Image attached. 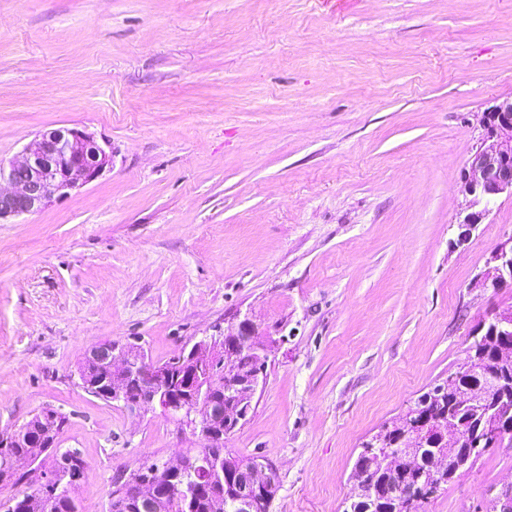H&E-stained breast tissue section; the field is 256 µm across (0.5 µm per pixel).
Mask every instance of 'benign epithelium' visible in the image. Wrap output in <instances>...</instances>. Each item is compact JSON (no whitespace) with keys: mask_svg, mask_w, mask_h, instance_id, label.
<instances>
[{"mask_svg":"<svg viewBox=\"0 0 512 512\" xmlns=\"http://www.w3.org/2000/svg\"><path fill=\"white\" fill-rule=\"evenodd\" d=\"M483 128L491 144L470 158L459 182V192L470 198L471 205L480 207L459 219L461 243L492 211L499 197L505 194L512 198V93L496 99L484 115ZM111 164V145L106 141L98 143L83 130L66 128L41 134L25 146L21 157L7 163L0 159V224L37 213L51 202L70 196L97 180ZM475 286L485 292L512 287V236L493 248ZM482 326L488 327L487 335L498 337L495 364L511 365L512 309L491 311ZM245 352L263 360L268 357L266 344L247 318L217 339H202L190 349H182L166 364L148 360L138 347L126 349L112 341L93 344L84 352L81 366H93L112 375V387L107 392L112 402L131 413L157 406L165 414L192 426L204 441L203 447L166 463L162 468L163 481L142 482L132 477L125 480L141 501L144 512H153L157 502L169 496L170 484L187 472L195 473L196 482L180 484L178 488L190 499L220 485L224 487V500L232 502L236 512H256L259 504L273 498L277 472L271 464L259 458L229 459L221 450L223 434L247 419L260 384L259 373L239 371L238 360ZM217 363L224 366V376L232 379L233 401L222 407L204 395L210 366ZM460 371L467 373L471 381V389L464 396L466 405L474 413L490 414L485 437L498 436L501 424L512 420V407L498 403L500 375L469 355ZM457 382V373L451 372L448 378L429 389L427 404L431 408L430 412L422 414L421 423H415L403 413L365 441L366 448L377 452V456L357 471L353 494L397 495L405 503H414L431 491L422 484H414L396 494L376 484L374 471L388 463L380 454V447L386 443L388 432L394 429L399 445L404 448L400 459L410 467L418 464L416 448L430 433H439L448 443V448L434 458L430 472L433 479L454 475L450 460L456 451L469 457L475 454L476 445L470 443V434L463 432L453 418H435L430 420V425H422L428 414L436 413L433 405L455 393ZM46 419L51 424L38 429L29 422L21 429L0 433L3 448L28 436V447L35 450V458L8 459L0 466V481L14 478L21 469H26V474L46 486L39 506L41 512H50L59 496L74 498L76 481L84 466L79 449L59 448L60 428L55 423L56 415L50 412ZM42 455L50 461L49 466L35 464Z\"/></svg>","mask_w":512,"mask_h":512,"instance_id":"obj_1","label":"benign epithelium"}]
</instances>
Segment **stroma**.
<instances>
[{"label": "stroma", "instance_id": "stroma-1", "mask_svg": "<svg viewBox=\"0 0 512 512\" xmlns=\"http://www.w3.org/2000/svg\"><path fill=\"white\" fill-rule=\"evenodd\" d=\"M512 93V0H0V158L78 127L93 183L0 224V432L67 418L80 512L199 447L161 412L86 393L94 343L156 363L250 317L269 343L224 439L278 473L269 512H343L362 442L464 362L512 308L474 288L512 199L459 242L457 183ZM487 449L425 512H485Z\"/></svg>", "mask_w": 512, "mask_h": 512}]
</instances>
